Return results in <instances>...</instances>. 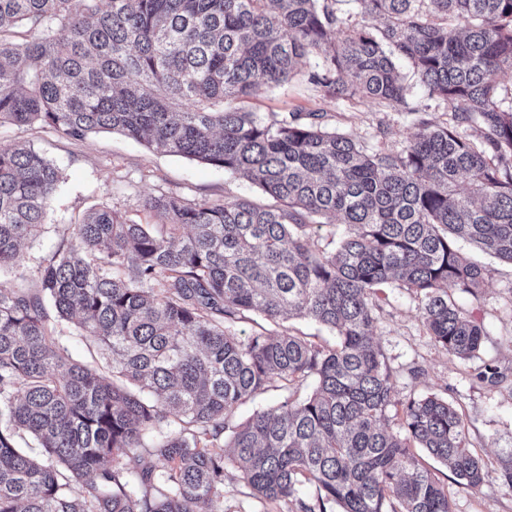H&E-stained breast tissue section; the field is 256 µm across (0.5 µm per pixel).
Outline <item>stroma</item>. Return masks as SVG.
<instances>
[{"mask_svg":"<svg viewBox=\"0 0 512 512\" xmlns=\"http://www.w3.org/2000/svg\"><path fill=\"white\" fill-rule=\"evenodd\" d=\"M314 68V61L302 64L288 84L248 100L247 109L277 119L321 111L328 126L349 133L369 149L396 152L407 146L414 114L367 98L338 102L326 98L308 80ZM12 143L33 145L60 164L65 183L54 196L40 233L23 243L17 268L0 274V282L7 286L34 285L39 268L70 240L73 224L96 208L117 210L140 224H159L162 216L144 207L148 197L173 192L189 200L266 201L242 177L154 151L116 132L91 133L75 141L48 127H0V144ZM460 249L487 269L476 294L449 291L455 303L471 311L485 328L478 354L466 360L448 356L424 326L419 299L396 284L381 292L374 339L399 399L435 395L447 400L463 417L471 450L486 462L482 485L471 489L457 483L446 467L425 458V465L447 491L453 512H512V486L504 483L498 466L499 457L512 451V266L467 242ZM488 364L499 368L502 383L478 379V372ZM224 512H286V507L254 499L230 468L224 476Z\"/></svg>","mask_w":512,"mask_h":512,"instance_id":"35a3bbf8","label":"stroma"}]
</instances>
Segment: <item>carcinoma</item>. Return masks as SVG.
Masks as SVG:
<instances>
[{
    "label": "carcinoma",
    "mask_w": 512,
    "mask_h": 512,
    "mask_svg": "<svg viewBox=\"0 0 512 512\" xmlns=\"http://www.w3.org/2000/svg\"><path fill=\"white\" fill-rule=\"evenodd\" d=\"M336 2L0 0V126L75 140L112 130L275 201L152 197L161 225L96 209L37 289L0 284V512H224L228 466L252 496L295 512H452L414 448L460 484L483 483L457 410L438 396L398 402L373 335L377 290L398 280L448 355L481 348L483 325L448 289L485 280L459 240L512 264V87L497 80L512 70V0H355L362 21L342 40ZM312 56L324 96L415 114L405 59L454 124L419 119L405 149L370 152L317 111L290 122L239 106ZM61 182L33 147L0 145V271L18 265ZM338 223L347 233L318 248L316 229ZM252 315L310 318L336 343L242 341L235 325ZM61 321L111 353L112 382L70 360ZM272 387L288 397L226 425ZM398 403L399 437L382 425ZM305 483L316 498L298 497Z\"/></svg>",
    "instance_id": "carcinoma-1"
}]
</instances>
